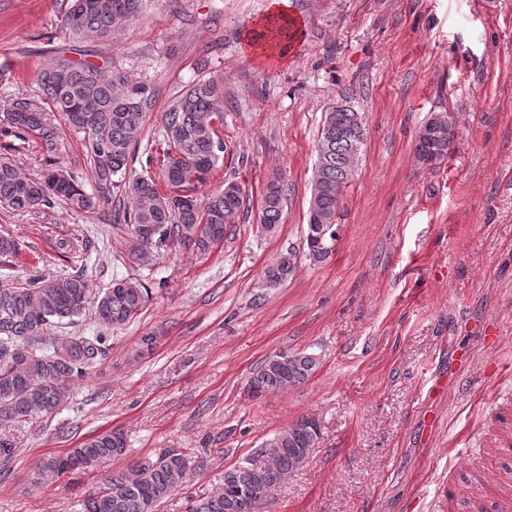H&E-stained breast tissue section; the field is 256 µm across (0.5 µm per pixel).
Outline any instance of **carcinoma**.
<instances>
[{
  "label": "carcinoma",
  "instance_id": "obj_1",
  "mask_svg": "<svg viewBox=\"0 0 512 512\" xmlns=\"http://www.w3.org/2000/svg\"><path fill=\"white\" fill-rule=\"evenodd\" d=\"M143 0H70L60 20L73 39L115 41L140 17ZM90 109L89 129L71 126V114ZM154 109L150 86L128 71L108 73L97 66L60 57L46 64L37 78V91L3 101L0 135L23 141L32 137L48 155L42 175H27L10 157L0 155V209L19 214H45L63 203L78 213L107 210L111 221L132 238L130 256L141 260L167 250L174 243L207 251L233 232L245 211L243 188L236 181L200 200L190 194L209 180L227 145L218 134L224 125V83L200 78L159 113L158 141L161 176L171 193L159 191L154 178L126 179L130 159L141 140L147 115ZM455 119L437 112L423 124L433 138L416 137L414 153L423 164L429 156L445 159L455 141ZM81 138L93 176V191L66 167L64 129ZM366 124L351 102L332 105L321 119L317 159L313 167L306 224L308 257L320 261L327 245L339 237V209L344 191L363 159ZM287 188L279 177L267 183L261 197V228L277 229L283 219ZM125 201L112 205V199ZM19 243L0 226V258L17 253ZM62 258L75 265L70 274L24 281L0 282V423L39 426L55 415L69 398L72 384L87 378L106 359L109 332L135 319L145 308L150 288L138 277L114 278L93 292L82 272L84 250L71 242L60 245ZM296 253H281L263 271V282L273 287L294 272ZM94 314L100 329L88 336H60L59 330ZM318 358L310 353H288L264 361L250 379L247 393L258 398L306 382ZM320 437L319 424L303 417L264 441L257 455L224 470L222 483L189 495L187 512H252V500H267L288 474L306 459ZM119 430L94 435L62 456L42 460L29 476L40 486L69 473L103 468L126 452ZM192 458L167 453L156 460L133 462L111 471L83 498L82 512H157L172 492L186 487Z\"/></svg>",
  "mask_w": 512,
  "mask_h": 512
}]
</instances>
